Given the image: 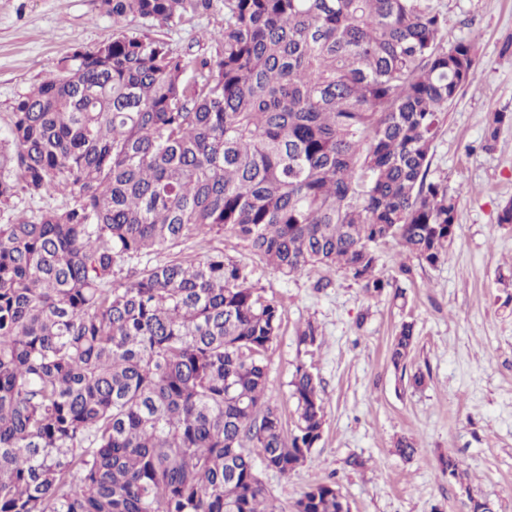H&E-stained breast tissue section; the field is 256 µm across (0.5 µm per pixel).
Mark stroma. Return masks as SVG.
Wrapping results in <instances>:
<instances>
[{
	"instance_id": "stroma-1",
	"label": "stroma",
	"mask_w": 512,
	"mask_h": 512,
	"mask_svg": "<svg viewBox=\"0 0 512 512\" xmlns=\"http://www.w3.org/2000/svg\"><path fill=\"white\" fill-rule=\"evenodd\" d=\"M445 19V41L475 40L476 77L449 106L433 148L430 178L460 190L457 235L448 257L431 266L379 250L377 270L406 290L366 295L340 271L313 268L285 279L229 236L199 234L174 249L204 260L221 250L252 271L251 282L283 309L281 334L266 353L267 401L285 431L294 428L289 383L299 364L321 380L325 427L312 463L263 480L278 506L291 508L319 482L335 483L351 512H466L474 496L494 512H512V224L498 221L512 201V0H432ZM213 19L201 16L160 30L176 50L209 52ZM113 24L100 0H0V139L19 99L53 71L70 48H95ZM502 125L493 151L481 144L494 113ZM67 195L18 192L0 204V224L68 203ZM409 274H402L401 266ZM414 322L417 343L408 371L427 381L416 389L390 363L388 347L402 321ZM313 323L320 347L299 346L296 330ZM412 438L417 452L400 458L393 445ZM454 455L468 476L444 475L440 460ZM364 467H347L348 457Z\"/></svg>"
}]
</instances>
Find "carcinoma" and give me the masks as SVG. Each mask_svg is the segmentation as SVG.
<instances>
[{
  "label": "carcinoma",
  "mask_w": 512,
  "mask_h": 512,
  "mask_svg": "<svg viewBox=\"0 0 512 512\" xmlns=\"http://www.w3.org/2000/svg\"><path fill=\"white\" fill-rule=\"evenodd\" d=\"M221 2L198 55L151 30L214 0H101L112 40L65 51L14 107L0 203L71 201L0 224V512H285L261 471L310 461L325 411L303 364L291 433L265 401L282 306L222 251L142 260L208 230L373 297L392 287L380 246L434 266L456 237L459 193L427 177L475 41L445 46L430 0ZM297 336L321 345L310 322ZM415 344L402 322L394 368ZM292 512H341L335 485Z\"/></svg>",
  "instance_id": "1"
}]
</instances>
